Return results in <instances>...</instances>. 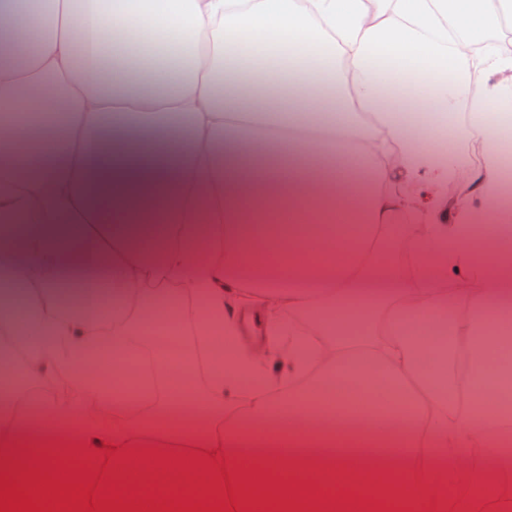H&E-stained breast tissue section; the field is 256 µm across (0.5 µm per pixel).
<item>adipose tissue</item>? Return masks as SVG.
<instances>
[{
    "mask_svg": "<svg viewBox=\"0 0 512 512\" xmlns=\"http://www.w3.org/2000/svg\"><path fill=\"white\" fill-rule=\"evenodd\" d=\"M503 18L512 0H0V331L26 366L0 376V475L234 512L497 503L512 419L452 403L512 337V51L469 42ZM415 109L458 116L453 151ZM410 192L414 281L362 260ZM179 281L193 344L231 341L203 394L103 391L94 353L128 371L156 342L140 285ZM61 373L32 431L24 382Z\"/></svg>",
    "mask_w": 512,
    "mask_h": 512,
    "instance_id": "adipose-tissue-1",
    "label": "adipose tissue"
}]
</instances>
